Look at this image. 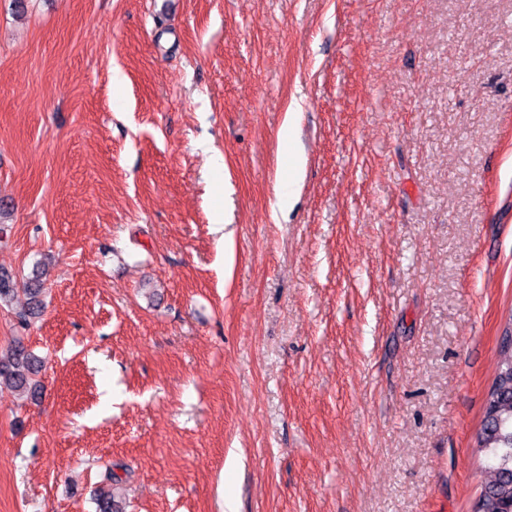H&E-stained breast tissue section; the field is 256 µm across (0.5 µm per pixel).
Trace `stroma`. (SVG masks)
<instances>
[{
  "instance_id": "stroma-1",
  "label": "stroma",
  "mask_w": 512,
  "mask_h": 512,
  "mask_svg": "<svg viewBox=\"0 0 512 512\" xmlns=\"http://www.w3.org/2000/svg\"><path fill=\"white\" fill-rule=\"evenodd\" d=\"M1 223L0 512H471L512 0H0ZM25 288H21L26 296H29L28 300L30 302L27 303V307L19 310L17 312L18 318L22 325L27 324V318L29 316L36 315L37 312L42 307V301L40 296L42 294V283L37 277H32L28 280V282L24 285ZM38 371V359L20 342L0 359V382L34 398L40 394V384L33 378Z\"/></svg>"
}]
</instances>
